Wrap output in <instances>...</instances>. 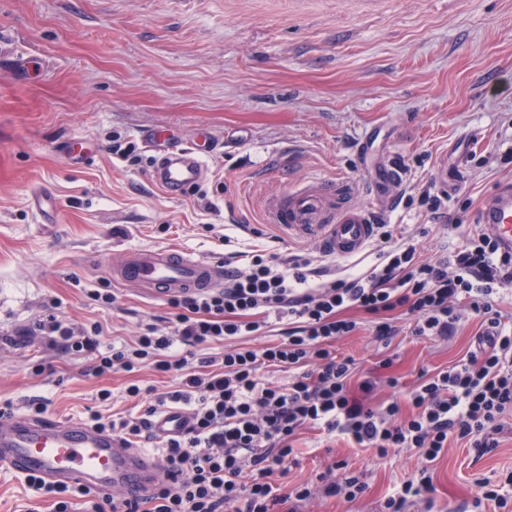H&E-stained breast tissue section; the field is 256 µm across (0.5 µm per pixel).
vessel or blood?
Listing matches in <instances>:
<instances>
[{
  "instance_id": "1",
  "label": "vessel or blood",
  "mask_w": 512,
  "mask_h": 512,
  "mask_svg": "<svg viewBox=\"0 0 512 512\" xmlns=\"http://www.w3.org/2000/svg\"><path fill=\"white\" fill-rule=\"evenodd\" d=\"M144 143L154 155L152 179L165 191L178 194L205 179L204 158L212 146L209 133H197L183 145L157 129L145 134ZM345 192L332 180L289 191L270 206L267 221L315 237L329 256L357 255L375 234V211L342 202ZM479 222L502 247L512 249V185H502L485 197ZM111 274L113 280L135 286L152 298L202 292L224 283L222 262L162 247L126 253L113 263ZM188 426L187 417L179 411L161 413L152 421L153 433L160 436L184 432ZM2 466L36 474L48 483H77L100 493H144L164 475L156 459L121 437L53 418H0Z\"/></svg>"
}]
</instances>
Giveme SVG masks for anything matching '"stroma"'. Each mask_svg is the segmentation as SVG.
Listing matches in <instances>:
<instances>
[{
	"mask_svg": "<svg viewBox=\"0 0 512 512\" xmlns=\"http://www.w3.org/2000/svg\"><path fill=\"white\" fill-rule=\"evenodd\" d=\"M157 127L184 142L204 127L229 144L205 157L202 183L172 197L148 177L142 135ZM74 138L79 160L67 152ZM388 162L401 179L381 219L395 237L435 258L479 232L484 198L512 183V0H0V404L27 418L38 400L46 416L80 423L97 410L138 414L125 387L162 393L168 377L148 367L88 375L87 358L44 349L31 328L53 313L100 323L107 343L146 323L171 332L167 300L112 278V263L142 247L304 255L329 276L368 268L378 241L334 259L316 238L266 223V212L320 178L352 183L351 202L369 204ZM427 187L448 194L443 224L419 207ZM38 194L52 206L37 208ZM104 288L112 306L88 296ZM479 326L466 314L448 341L405 330L385 349L366 322L336 352L379 377L378 403L394 394L382 374L411 386L465 355ZM339 459L365 493L353 503L317 495L304 512H380L424 469L435 491L410 512H494L474 500L479 481L512 472V417L492 452L454 440L431 463L414 449L382 457L306 429L278 482H317ZM52 510L24 475L0 469V512Z\"/></svg>",
	"mask_w": 512,
	"mask_h": 512,
	"instance_id": "35a3bbf8",
	"label": "stroma"
}]
</instances>
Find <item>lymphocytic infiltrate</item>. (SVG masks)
Returning <instances> with one entry per match:
<instances>
[{
	"label": "lymphocytic infiltrate",
	"mask_w": 512,
	"mask_h": 512,
	"mask_svg": "<svg viewBox=\"0 0 512 512\" xmlns=\"http://www.w3.org/2000/svg\"><path fill=\"white\" fill-rule=\"evenodd\" d=\"M383 246L371 268L325 281L312 278L310 259L231 252L223 287L177 296L174 333L148 324L132 343L102 344L99 325L74 329L58 316L39 320L36 330L48 348L90 359L100 377L150 365L170 377L172 391L129 384L138 416L94 413L90 425L130 444L148 439L153 418L173 405L186 410L189 428L165 439L168 474L139 499L112 497V512H299L315 492L352 502L365 485L345 472L321 489L303 484L285 489L275 474L288 471L294 442L306 428L322 430L354 448L387 456L414 448L436 460L450 441L462 440L478 454L498 446L503 419L512 415V326L493 307L498 286L512 284V252L479 232L452 254L431 261L411 241H398L389 225L379 227ZM480 318L477 345L448 368L421 374L404 398L373 404L378 380L364 378L360 396L349 382L353 358L334 345L360 327L351 310L368 315L379 345L389 346L406 315L414 336L447 340L461 317L458 304ZM262 336L259 347L244 344ZM221 344L222 352L191 357L186 347ZM284 372L287 382L270 381Z\"/></svg>",
	"instance_id": "obj_1"
}]
</instances>
